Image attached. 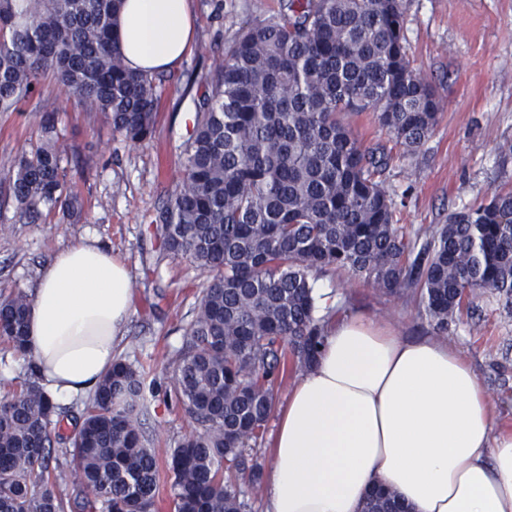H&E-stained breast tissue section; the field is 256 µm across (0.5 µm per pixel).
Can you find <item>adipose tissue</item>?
<instances>
[{"instance_id": "ef3b65f1", "label": "adipose tissue", "mask_w": 512, "mask_h": 512, "mask_svg": "<svg viewBox=\"0 0 512 512\" xmlns=\"http://www.w3.org/2000/svg\"><path fill=\"white\" fill-rule=\"evenodd\" d=\"M127 64L175 67L194 45L191 0H125ZM31 361L47 394H93L111 369L132 311L131 274L99 240L56 252L29 297ZM375 486L412 512H512V430L469 360L446 340H406L354 315L329 325L275 422L264 512H359Z\"/></svg>"}]
</instances>
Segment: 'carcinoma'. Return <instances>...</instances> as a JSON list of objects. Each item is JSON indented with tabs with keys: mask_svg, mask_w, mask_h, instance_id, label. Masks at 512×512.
I'll return each instance as SVG.
<instances>
[{
	"mask_svg": "<svg viewBox=\"0 0 512 512\" xmlns=\"http://www.w3.org/2000/svg\"><path fill=\"white\" fill-rule=\"evenodd\" d=\"M123 0H0V112H14L50 73L132 143L157 119L151 76L118 43ZM402 0H288L242 29L211 75L184 145L181 180L157 232L210 281L173 361L176 406L199 430L167 449L175 512H246L261 488L258 453L276 389L324 345L318 275L344 272L388 293L419 288L440 333L463 302L489 294L512 306V192L448 216L421 243L395 220L375 176L390 156L370 149L346 117L377 118L409 152L432 134L433 87L406 60ZM39 144L20 147L9 197L36 220L82 211L68 190L54 117L37 113ZM28 296L0 294V337L27 349ZM154 381L124 358L99 383L65 437L68 417L35 373L0 400V512H152L159 457L138 417ZM72 456L78 491L46 478L52 452ZM361 512H407L372 492Z\"/></svg>",
	"mask_w": 512,
	"mask_h": 512,
	"instance_id": "cac0c4a2",
	"label": "carcinoma"
}]
</instances>
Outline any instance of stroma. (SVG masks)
<instances>
[{
    "mask_svg": "<svg viewBox=\"0 0 512 512\" xmlns=\"http://www.w3.org/2000/svg\"><path fill=\"white\" fill-rule=\"evenodd\" d=\"M283 0H193L194 48L172 71L156 75L157 122L151 139L134 144L106 119L82 109L53 78L42 81L17 112H0V190L18 149L36 144L33 113H51L66 149L81 218L60 214L36 223L15 205L0 207V293H32L40 268L61 248L92 236L126 264L133 309L119 354L164 387L178 355L206 271L168 253L153 232L180 185V147L193 131L207 77L248 23L276 14ZM407 58L440 100L438 122L418 150L403 152L368 111L349 121L362 143L391 160L380 180L396 219L427 239L450 214L512 189V0H403ZM337 316L364 313L392 321L409 339L434 335L419 290L389 294L348 275L319 277ZM446 338L471 361L494 409L495 429H512V312L488 296L473 299ZM143 427L165 453L193 429L173 403L151 400Z\"/></svg>",
    "mask_w": 512,
    "mask_h": 512,
    "instance_id": "35a3bbf8",
    "label": "stroma"
}]
</instances>
